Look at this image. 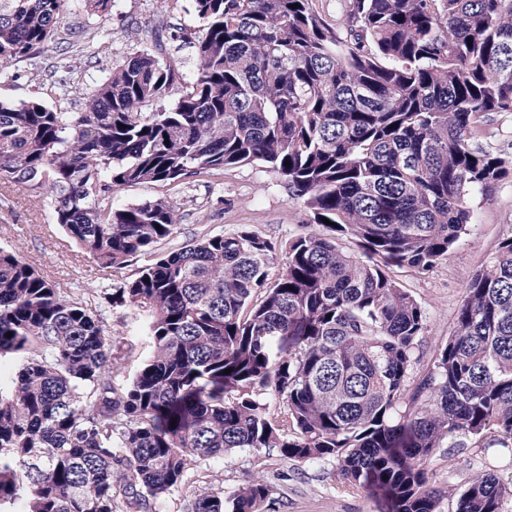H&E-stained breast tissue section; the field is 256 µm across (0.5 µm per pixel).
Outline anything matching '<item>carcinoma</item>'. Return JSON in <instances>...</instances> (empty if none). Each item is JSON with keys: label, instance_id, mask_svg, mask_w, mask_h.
Listing matches in <instances>:
<instances>
[{"label": "carcinoma", "instance_id": "cac0c4a2", "mask_svg": "<svg viewBox=\"0 0 512 512\" xmlns=\"http://www.w3.org/2000/svg\"><path fill=\"white\" fill-rule=\"evenodd\" d=\"M71 2L0 0V79L51 44L50 89L65 99L84 77L75 111L0 101V188L47 192L51 223L101 266L146 261L93 307L0 248V361L18 362L0 369V512H145L191 463L260 448L333 459L391 512H439L444 495L512 512L494 473L444 493L423 468L444 446L512 461V235L417 379L427 313L388 274L433 268L512 169L490 144L492 116L512 114V0H338L334 23L315 0H193L179 37L195 73L160 60L156 26L103 76L87 70L94 37L65 27ZM78 2L100 20L115 6ZM256 163L332 222L290 239L273 281L275 246L247 224L164 249L173 202L113 204L124 186ZM105 303L145 313L152 351L126 384ZM271 494L251 480L192 512H268Z\"/></svg>", "mask_w": 512, "mask_h": 512}]
</instances>
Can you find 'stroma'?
Listing matches in <instances>:
<instances>
[{
	"label": "stroma",
	"mask_w": 512,
	"mask_h": 512,
	"mask_svg": "<svg viewBox=\"0 0 512 512\" xmlns=\"http://www.w3.org/2000/svg\"><path fill=\"white\" fill-rule=\"evenodd\" d=\"M161 20L175 29L196 27L193 0H168L164 6L158 0H116L109 22L112 34L100 48L97 69L109 70L139 50L132 23L152 25ZM19 67L28 71V78L0 80V99L20 103L37 98L49 107L68 110L77 106L79 94L59 100L47 93L45 75L29 72L25 61ZM162 196L170 198L181 215V232L174 239L178 245L205 230L230 233L247 224L275 243L276 254L281 257L288 239L324 231L323 226L311 223L304 205L291 197L277 173L259 165L228 167L220 174L171 191L152 183L128 186L117 193L114 203L123 206ZM473 210L468 233L431 270H389L428 315V332L417 354L414 375H422L431 367L453 332L463 291L472 275L486 266L500 241L512 235V176L490 185L474 200ZM0 247L22 256L61 288H77L85 294L134 272L130 266L121 270L101 267L60 227L50 223L48 203H35L23 189L9 192L7 201H0ZM105 318L110 335L126 352L124 363L112 373L113 380L122 384L149 354L150 344L143 331L145 315L131 307H113L106 309ZM425 468L432 483L442 489L463 486L478 471H492L505 480L512 478L511 465L477 448L439 449L426 461ZM186 477V485L153 504V512H189L192 496L230 492L252 479L271 486V512H387L374 492L349 487L335 463H299L281 456L275 448L238 450L195 462Z\"/></svg>",
	"instance_id": "1"
}]
</instances>
